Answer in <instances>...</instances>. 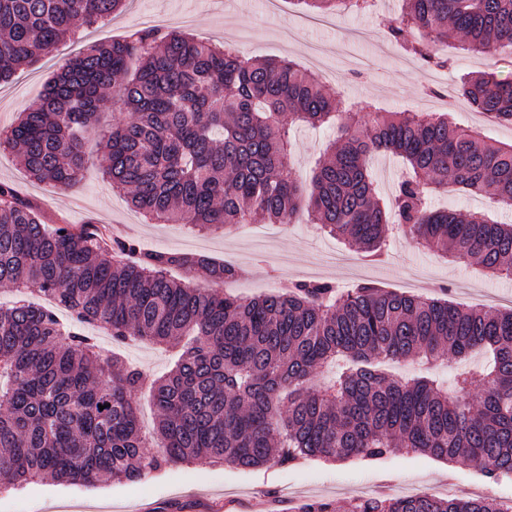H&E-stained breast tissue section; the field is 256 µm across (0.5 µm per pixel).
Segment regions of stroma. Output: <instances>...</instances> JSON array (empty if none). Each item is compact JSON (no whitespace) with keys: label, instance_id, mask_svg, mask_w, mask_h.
<instances>
[{"label":"stroma","instance_id":"35a3bbf8","mask_svg":"<svg viewBox=\"0 0 512 512\" xmlns=\"http://www.w3.org/2000/svg\"><path fill=\"white\" fill-rule=\"evenodd\" d=\"M402 8V0H376L371 12L334 15L328 26L315 27L303 22V8L296 0H280L275 13L265 10L263 0H127L111 20L81 26L74 39L61 42L52 54L19 69L0 86V130L39 99L46 82L66 61L91 44L123 39L143 28L145 16L151 15L165 28L232 44L252 58L295 61L334 88L343 108L364 118H371L375 106L386 112H448L460 126L511 142L512 126L489 122L459 95L458 85L470 73L512 77V58L452 48L447 67L425 65L385 33V23L397 21ZM336 137L332 125L297 129L290 159L293 176L309 180L316 161ZM83 151L87 163L75 187L31 182L16 155L3 149L0 182L14 186L51 226L65 221L111 240H136L149 250L205 251L230 263L245 255L247 277L231 283L233 295L267 293L275 280L285 285L320 280L350 287V280L320 265L325 254L342 249V242L308 216L296 224L257 222L247 231L231 224L215 233L197 232L186 224H149L131 209L127 196L104 179L107 155L98 139H86ZM360 266L362 280L399 291L416 270H426L436 283V296L465 306L493 307L499 300L512 299V280L484 275L475 266L417 247L401 234L391 237L381 260H364ZM99 343L106 350L119 348L151 377L166 372L173 362L170 352L157 347L116 346L107 336ZM463 370V364L451 360L429 366L416 358L389 368L396 379L430 376L450 386ZM452 480L483 495L512 497V480L490 483L471 462L450 466L427 454L397 452L374 461L308 458L296 467L273 471L198 460L151 473L134 484L112 481L87 488L37 482L20 490L1 487L0 512H227L229 500L247 506L248 512H293L295 503L321 498L344 512L351 497L365 494L372 484L389 481L413 494L433 488L444 495Z\"/></svg>","mask_w":512,"mask_h":512}]
</instances>
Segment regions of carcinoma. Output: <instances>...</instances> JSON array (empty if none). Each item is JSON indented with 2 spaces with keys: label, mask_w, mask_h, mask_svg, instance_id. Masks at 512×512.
<instances>
[{
  "label": "carcinoma",
  "mask_w": 512,
  "mask_h": 512,
  "mask_svg": "<svg viewBox=\"0 0 512 512\" xmlns=\"http://www.w3.org/2000/svg\"><path fill=\"white\" fill-rule=\"evenodd\" d=\"M126 0H0V85L50 53L77 25L118 13ZM322 14L367 12L373 0H297ZM390 37L444 68L438 47L512 54V0H404ZM460 94L487 119L512 125V79L480 73ZM131 120L101 134L105 173L154 224L200 231L303 212L363 257L380 259L393 231L491 276L512 277V225L487 214L433 208L453 185L512 210V144L488 141L446 112H376L366 125L338 110L335 93L288 60L157 28L88 47L49 81L0 146L36 182L79 181L83 139L108 107ZM335 124L337 140L311 181L291 175L297 125ZM395 155L408 168L391 195L369 161ZM174 268H203L221 284L240 267L204 254L109 245L71 224L48 228L37 208L0 184V284L38 286L77 315L64 324L27 300L0 307V485L39 479L92 487L134 483L204 459L240 469L288 468L309 457L340 462L397 451L463 459L512 477V308H465L365 281L341 291L298 281L255 298L199 288ZM92 325L117 343L180 349L153 381L155 421L143 432L134 395L144 371L106 354ZM486 363L460 374L458 395L429 378L398 381L385 360ZM340 363L317 389L315 374ZM154 442L157 451L143 448ZM347 512H512L500 497L350 499Z\"/></svg>",
  "instance_id": "carcinoma-1"
}]
</instances>
